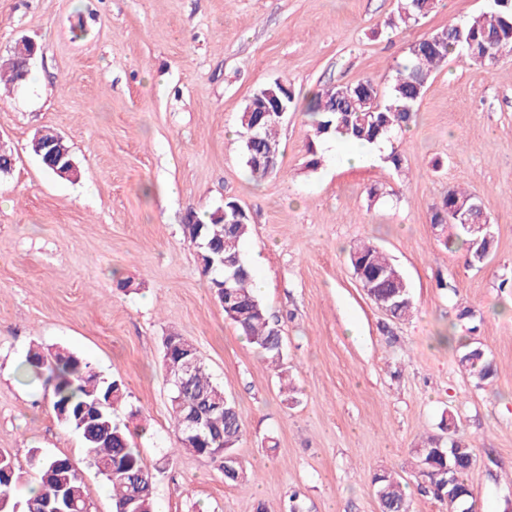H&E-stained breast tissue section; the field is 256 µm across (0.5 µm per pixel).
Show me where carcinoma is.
Instances as JSON below:
<instances>
[{"mask_svg": "<svg viewBox=\"0 0 512 512\" xmlns=\"http://www.w3.org/2000/svg\"><path fill=\"white\" fill-rule=\"evenodd\" d=\"M435 8L432 0H401V8L390 18L392 27H409L427 17ZM463 34L477 39L497 36L501 48L512 53V0H496L494 8L460 24ZM434 35L418 40V50L410 52L407 62L397 67L393 82L386 96L377 103V110L363 104V98L376 94L375 84L365 79L354 84L336 87V97L317 92L309 100L307 114L311 118L312 135L308 152L313 155L309 166L316 168L321 159L316 157L313 145L323 138L343 136L360 143L389 140L403 131L412 121L416 107L426 87L416 88L417 79L430 80L436 69L448 56L462 52L463 42L453 37L439 45L430 43ZM281 118L276 113L262 120L260 138L276 143L277 127ZM245 163L252 178L258 180L271 175L268 169L252 160L254 151L249 132L239 125ZM55 141V133L48 131L35 138L32 149L43 167L53 173L55 169L45 159L46 145ZM473 202L476 196L458 188L448 189L447 195L432 208L431 223H448V198ZM191 237L203 244L199 257L204 274L210 276L215 297L223 299L228 286L238 298L237 312L242 319H231L240 335L270 364L280 370L284 367V340L281 329L267 313L261 298L254 293V275L244 260L240 245L251 233L250 219L243 224H224L218 213L208 221L189 225ZM351 267L366 262L372 267L387 270L393 282L377 289L380 296L394 287V281L403 275L391 259L378 247L359 244L349 256ZM399 304L390 310L395 319L405 318L413 309L410 294L395 297ZM393 300V301H395ZM388 301L387 305H392ZM166 373L172 378L182 376L183 360L174 351L162 353ZM461 367L477 384L493 377L491 364L484 358H460ZM24 371L37 378L45 377L48 396L57 419L67 428L77 431L83 440L89 464L102 476L112 490L113 512H156L153 497L154 476L144 464L138 449L132 446L127 427L116 419L118 408L125 403V386L118 379H108L97 374L90 364L72 352L46 355L40 349H31L23 363ZM170 404L173 427L177 435L178 450L230 466L246 474L236 448L243 440L241 414L233 399H224V387L208 373L203 358H198L191 377L183 386L171 385ZM202 408L207 411L209 432L204 440L195 443L183 440L181 418L184 414ZM455 435V432H450ZM457 436V435H455ZM439 437L426 436L415 448L417 477L425 482L428 492L440 500L448 499L451 492H463L452 506L454 512L472 508L473 495L467 483L470 469L477 462L475 448L463 435L457 436L458 448L448 451V442L437 448ZM453 468L457 483L446 486L444 478L448 468ZM36 483L39 491L27 498L24 505L13 500L14 488L22 483ZM375 495L381 512H405L410 503L401 482L388 472L375 474ZM69 501L82 512H90L79 475L71 460L63 454H43L38 449L30 452L27 469L18 467L12 456L0 452V512H45L54 498Z\"/></svg>", "mask_w": 512, "mask_h": 512, "instance_id": "cac0c4a2", "label": "carcinoma"}]
</instances>
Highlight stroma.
Here are the masks:
<instances>
[{
	"label": "stroma",
	"instance_id": "35a3bbf8",
	"mask_svg": "<svg viewBox=\"0 0 512 512\" xmlns=\"http://www.w3.org/2000/svg\"><path fill=\"white\" fill-rule=\"evenodd\" d=\"M398 0H0V51H39L29 81L0 90V451L70 457L91 512L112 492L81 436L57 420L41 383L18 368L29 348L70 351L122 380L117 418L155 472L158 512H379L373 476L406 486L411 512H446L415 477L422 436L453 418L476 448L475 512L512 501V54L492 66L449 57L415 120L389 141L403 159L342 164L318 144L309 165V98L372 79L392 83L417 40L490 10L438 0L407 29ZM290 84L279 167L247 173L238 117L258 89ZM50 128L81 177L49 173L29 148ZM485 197L493 246L473 264L431 224L448 188ZM233 201L251 234L242 252L284 338L293 397L225 318L187 226ZM383 249L404 274L412 315L390 317L363 291L353 243ZM471 317H463V310ZM191 341L244 419L248 480L175 452L162 339ZM481 348L491 383L460 366Z\"/></svg>",
	"mask_w": 512,
	"mask_h": 512
}]
</instances>
